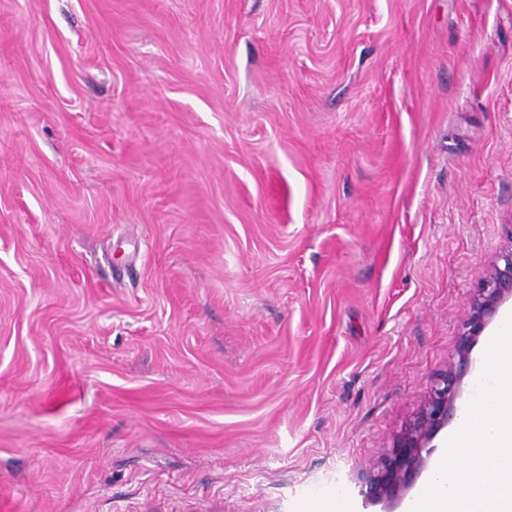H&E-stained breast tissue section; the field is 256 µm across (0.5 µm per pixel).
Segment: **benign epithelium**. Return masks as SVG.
<instances>
[{
  "instance_id": "benign-epithelium-1",
  "label": "benign epithelium",
  "mask_w": 512,
  "mask_h": 512,
  "mask_svg": "<svg viewBox=\"0 0 512 512\" xmlns=\"http://www.w3.org/2000/svg\"><path fill=\"white\" fill-rule=\"evenodd\" d=\"M504 266L493 265L469 304L466 331L459 338L454 360L431 388L423 409L386 452L377 470L363 478L359 494L366 503H383L394 512L427 468L437 433L456 416V400L464 376L474 367L473 342L499 307L512 300V248L503 252Z\"/></svg>"
}]
</instances>
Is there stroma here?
I'll list each match as a JSON object with an SVG mask.
<instances>
[{"mask_svg":"<svg viewBox=\"0 0 512 512\" xmlns=\"http://www.w3.org/2000/svg\"><path fill=\"white\" fill-rule=\"evenodd\" d=\"M511 246L512 0H0V512H378Z\"/></svg>","mask_w":512,"mask_h":512,"instance_id":"stroma-1","label":"stroma"}]
</instances>
